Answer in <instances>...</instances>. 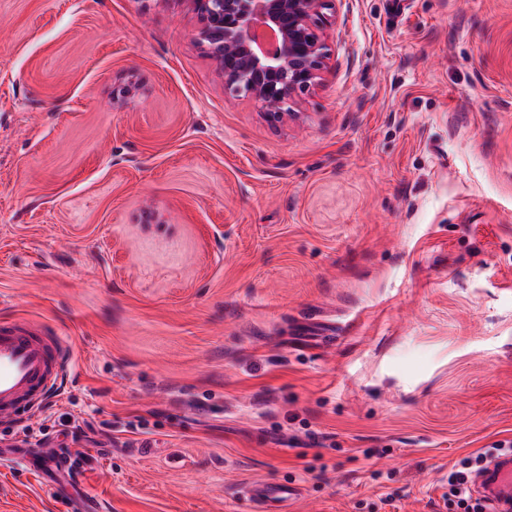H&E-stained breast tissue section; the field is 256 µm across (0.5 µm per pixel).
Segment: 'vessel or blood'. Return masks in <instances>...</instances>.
Instances as JSON below:
<instances>
[{"mask_svg":"<svg viewBox=\"0 0 512 512\" xmlns=\"http://www.w3.org/2000/svg\"><path fill=\"white\" fill-rule=\"evenodd\" d=\"M68 367L66 347L43 323H0V416L35 407ZM294 495L292 488L272 483H253L244 491L256 512H286ZM481 495L496 512H512V458L489 463Z\"/></svg>","mask_w":512,"mask_h":512,"instance_id":"b4317fda","label":"vessel or blood"}]
</instances>
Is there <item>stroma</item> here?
Masks as SVG:
<instances>
[{"label": "stroma", "mask_w": 512, "mask_h": 512, "mask_svg": "<svg viewBox=\"0 0 512 512\" xmlns=\"http://www.w3.org/2000/svg\"><path fill=\"white\" fill-rule=\"evenodd\" d=\"M199 28L0 0V320L71 349L0 512H466L449 469L512 446V0H338L277 125ZM293 488L282 484L253 483L244 491V498L254 505L258 512H286L284 505L296 493Z\"/></svg>", "instance_id": "obj_1"}]
</instances>
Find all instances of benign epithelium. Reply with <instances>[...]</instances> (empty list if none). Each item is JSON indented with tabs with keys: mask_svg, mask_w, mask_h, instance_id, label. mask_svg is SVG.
Here are the masks:
<instances>
[{
	"mask_svg": "<svg viewBox=\"0 0 512 512\" xmlns=\"http://www.w3.org/2000/svg\"><path fill=\"white\" fill-rule=\"evenodd\" d=\"M200 40L225 93L259 104L272 125L296 116L291 104L321 80L329 48L324 28L336 0H188Z\"/></svg>",
	"mask_w": 512,
	"mask_h": 512,
	"instance_id": "1",
	"label": "benign epithelium"
}]
</instances>
